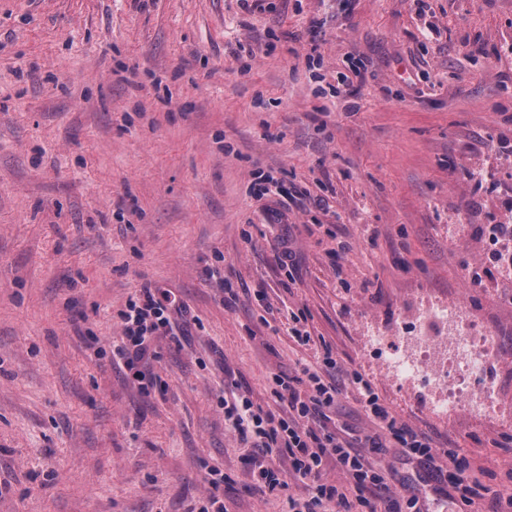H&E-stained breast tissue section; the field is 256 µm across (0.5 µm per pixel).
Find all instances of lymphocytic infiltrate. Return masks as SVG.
<instances>
[{"instance_id":"obj_1","label":"lymphocytic infiltrate","mask_w":512,"mask_h":512,"mask_svg":"<svg viewBox=\"0 0 512 512\" xmlns=\"http://www.w3.org/2000/svg\"><path fill=\"white\" fill-rule=\"evenodd\" d=\"M174 293L158 286H146L131 299L121 319L124 338L115 353L134 378H141L140 366L152 351L154 336L179 343L166 317L167 309L177 306ZM337 360L331 350L315 352L312 359L302 363L294 376L273 377V396L287 413L279 415L254 405L251 401L224 400V419L242 439L252 441L262 454L253 460V476L258 484L269 489L287 490L289 481L303 484L307 497L300 500L288 497L287 512H379L371 494L385 488V478L376 472L365 451L382 447L384 441L398 444L403 453L424 462L453 491V499L465 512L479 501L505 499L512 507V496L503 497L498 486L482 483L473 473L466 457L443 453L432 440L397 420L384 404L373 384L360 374H353L349 385L357 403L377 422L379 436H359L339 428L328 411L336 403L338 389L331 375ZM287 455L292 480H284L274 465L272 454ZM333 458L337 468L348 478L342 486L322 480L325 458ZM447 465H440V458Z\"/></svg>"}]
</instances>
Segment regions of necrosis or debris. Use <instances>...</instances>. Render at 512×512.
Returning <instances> with one entry per match:
<instances>
[{
    "label": "necrosis or debris",
    "instance_id": "1",
    "mask_svg": "<svg viewBox=\"0 0 512 512\" xmlns=\"http://www.w3.org/2000/svg\"><path fill=\"white\" fill-rule=\"evenodd\" d=\"M433 321L449 325L450 335H429ZM368 347L399 382L425 381L435 411L449 423H457L464 412L495 418V404L480 386L494 358L490 338L476 334L456 306L419 307L401 332L372 336Z\"/></svg>",
    "mask_w": 512,
    "mask_h": 512
}]
</instances>
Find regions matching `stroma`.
Here are the masks:
<instances>
[{
    "mask_svg": "<svg viewBox=\"0 0 512 512\" xmlns=\"http://www.w3.org/2000/svg\"><path fill=\"white\" fill-rule=\"evenodd\" d=\"M512 0H0V512H283L224 384L336 356L337 426L399 421L512 494ZM189 309L142 389L112 346L144 285ZM236 294L224 298V288ZM494 337L503 416L448 425L365 355L415 306ZM384 507L453 512L395 447ZM218 466L209 477V466Z\"/></svg>",
    "mask_w": 512,
    "mask_h": 512,
    "instance_id": "1",
    "label": "stroma"
}]
</instances>
